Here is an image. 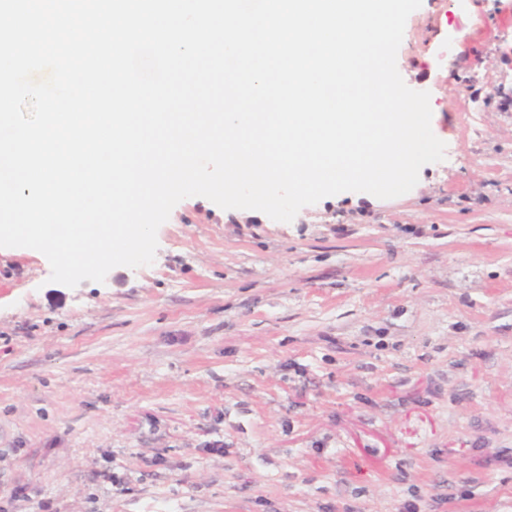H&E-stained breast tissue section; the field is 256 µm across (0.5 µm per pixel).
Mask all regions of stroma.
<instances>
[{
    "label": "stroma",
    "mask_w": 512,
    "mask_h": 512,
    "mask_svg": "<svg viewBox=\"0 0 512 512\" xmlns=\"http://www.w3.org/2000/svg\"><path fill=\"white\" fill-rule=\"evenodd\" d=\"M397 68L405 195L189 197L74 288L0 248V512H512V0H422Z\"/></svg>",
    "instance_id": "1"
}]
</instances>
